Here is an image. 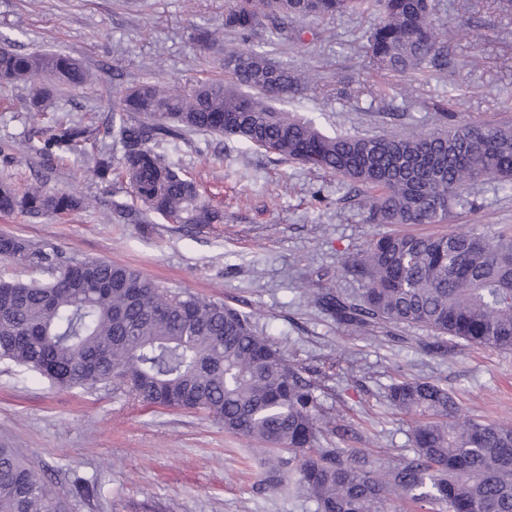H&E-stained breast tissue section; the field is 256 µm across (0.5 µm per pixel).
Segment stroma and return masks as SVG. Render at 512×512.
Here are the masks:
<instances>
[{
	"mask_svg": "<svg viewBox=\"0 0 512 512\" xmlns=\"http://www.w3.org/2000/svg\"><path fill=\"white\" fill-rule=\"evenodd\" d=\"M488 2L462 16L457 0H440L455 65L414 82L383 77L370 64L369 17L305 21L297 43L266 24L245 41L224 27L227 0H0V44L62 53L88 66L93 80L60 90L57 112L41 121L60 117L97 128L88 153L117 162L122 143L106 129L121 90L148 78L188 87L223 77L218 58L247 42L314 77V86L280 106L332 136L429 130L443 122L433 107L443 99L458 119L512 122V14L492 13ZM200 29L215 33L217 44L198 42ZM31 113L28 86L0 82V144L16 148L10 163L0 162V183L71 191L87 205L60 218L0 215V233L129 265L171 291L245 313L312 375L322 410L348 428L340 447L390 462L411 455L415 418L391 410L386 398L401 377L448 386L460 420L512 427V351L440 342L416 327L375 341L303 296L318 282L359 298L362 282L343 272L347 257L373 235L395 230L367 223L352 185L234 137L187 132L159 150L192 175L223 223L201 228L156 216L124 224L119 211L136 204L130 188L114 174L92 176L80 155L44 163L38 141L28 138ZM410 230L512 234V191L493 179L471 185L445 223ZM0 444L43 470L68 512H143L147 505L156 512H314L305 497L268 486L272 453L262 442L227 434L199 412L148 408L108 388H59L6 360ZM80 480L97 486V497L77 494Z\"/></svg>",
	"mask_w": 512,
	"mask_h": 512,
	"instance_id": "1",
	"label": "stroma"
}]
</instances>
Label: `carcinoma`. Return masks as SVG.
<instances>
[{
	"label": "carcinoma",
	"mask_w": 512,
	"mask_h": 512,
	"mask_svg": "<svg viewBox=\"0 0 512 512\" xmlns=\"http://www.w3.org/2000/svg\"><path fill=\"white\" fill-rule=\"evenodd\" d=\"M438 0H232L224 26L248 40L267 20L279 34L309 18L372 15L367 53L381 73L415 76L448 68ZM222 81L185 90L145 80L123 90L116 115L123 176L139 208L119 212L126 224L158 214L178 224H217L224 216L154 145L184 132L219 133L319 168L365 191L370 224H442L462 192L486 178L512 188V124L454 121L412 135L329 136L275 103L310 78L250 46L224 52ZM55 88L89 83L90 70L49 52L0 46V79ZM87 128L33 127L48 160L73 153ZM84 201L40 186L0 184V214H63ZM0 260L48 276L0 280V360L66 388L106 387L147 407L171 404L207 413L224 432L288 453L270 468V486L288 468V484L315 512H391L410 498L425 512H512V427L456 420L454 392L402 378L389 406L418 417L413 456L386 466L323 442L346 428L322 413L315 383L288 363L250 319L210 299L174 293L140 271L66 256L58 248L0 235ZM344 272L364 283L357 303L331 288L310 290L336 322L368 331L425 328L437 338L512 351V235L385 233L367 240ZM0 512H67L66 502L15 449L0 446Z\"/></svg>",
	"instance_id": "1"
}]
</instances>
